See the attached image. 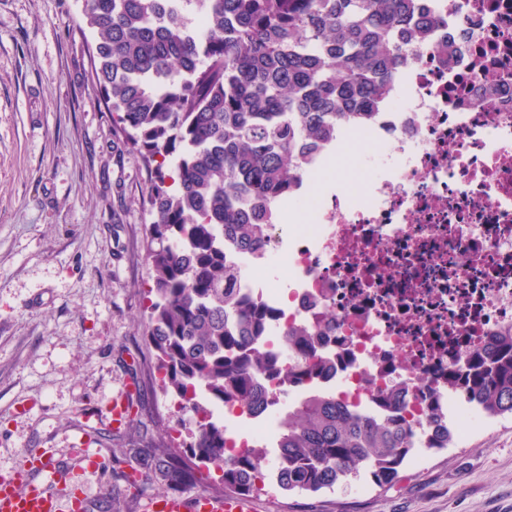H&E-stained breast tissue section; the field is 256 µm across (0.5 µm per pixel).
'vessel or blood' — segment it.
Returning <instances> with one entry per match:
<instances>
[{
	"mask_svg": "<svg viewBox=\"0 0 512 512\" xmlns=\"http://www.w3.org/2000/svg\"><path fill=\"white\" fill-rule=\"evenodd\" d=\"M40 466L23 472L0 474V512H61L59 500L40 481V474H50L55 481H63L65 472L53 464L52 449H45ZM254 500L246 495L213 497L198 494L193 497L178 495L156 499L151 512H254Z\"/></svg>",
	"mask_w": 512,
	"mask_h": 512,
	"instance_id": "b4317fda",
	"label": "vessel or blood"
}]
</instances>
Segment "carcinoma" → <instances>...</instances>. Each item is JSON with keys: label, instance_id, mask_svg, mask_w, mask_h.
Here are the masks:
<instances>
[{"label": "carcinoma", "instance_id": "carcinoma-1", "mask_svg": "<svg viewBox=\"0 0 512 512\" xmlns=\"http://www.w3.org/2000/svg\"><path fill=\"white\" fill-rule=\"evenodd\" d=\"M112 115L116 159L147 172L143 207L152 282L144 327L162 394L196 418L182 447L220 472L224 489L250 492L267 456L226 447L212 407L237 403L261 416L288 389L330 371L326 337L302 330L282 342L301 363L284 373L262 351L269 311L233 287L224 242L260 245L278 205L296 195L309 165L344 122L371 119L408 62L407 32L432 28L419 0H84L76 33ZM448 385L487 418L512 415V329L448 372ZM435 428L428 448L453 439L422 387ZM384 415L309 391L279 421L276 485L331 490L364 470L393 481L414 447L406 391L388 386ZM144 462L172 485L194 476L182 452L147 444Z\"/></svg>", "mask_w": 512, "mask_h": 512}]
</instances>
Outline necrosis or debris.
<instances>
[{
	"label": "necrosis or debris",
	"mask_w": 512,
	"mask_h": 512,
	"mask_svg": "<svg viewBox=\"0 0 512 512\" xmlns=\"http://www.w3.org/2000/svg\"><path fill=\"white\" fill-rule=\"evenodd\" d=\"M437 25L414 54L372 122L340 130L374 147L353 185L325 179V159L305 224L271 225L259 251L225 245L243 292L271 311L263 346L281 369L291 328L335 337L336 373L325 387L373 412L379 389L405 387L421 464L430 437L419 398L438 383L459 434L482 419L442 382L455 358L512 326V0H422ZM505 83L503 94L475 91ZM274 415L256 419L225 405L232 448L276 445Z\"/></svg>",
	"instance_id": "4bbe7bcc"
}]
</instances>
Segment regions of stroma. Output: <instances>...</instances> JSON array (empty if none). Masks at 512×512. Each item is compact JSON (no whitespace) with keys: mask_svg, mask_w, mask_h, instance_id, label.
Segmentation results:
<instances>
[{"mask_svg":"<svg viewBox=\"0 0 512 512\" xmlns=\"http://www.w3.org/2000/svg\"><path fill=\"white\" fill-rule=\"evenodd\" d=\"M80 0H0V474L28 454L55 451L85 512H101L116 487L122 512H150L160 494H218L213 480L171 487L146 471L125 476L130 443L178 431L158 389L141 324L150 280L142 206L147 174L133 156L115 161L112 117L90 79L82 37L69 28ZM140 404L122 431L108 407L131 383ZM97 412L96 465L78 462L87 413ZM256 512H512V416L427 450L385 486L348 481L318 493L255 490Z\"/></svg>","mask_w":512,"mask_h":512,"instance_id":"35a3bbf8","label":"stroma"}]
</instances>
